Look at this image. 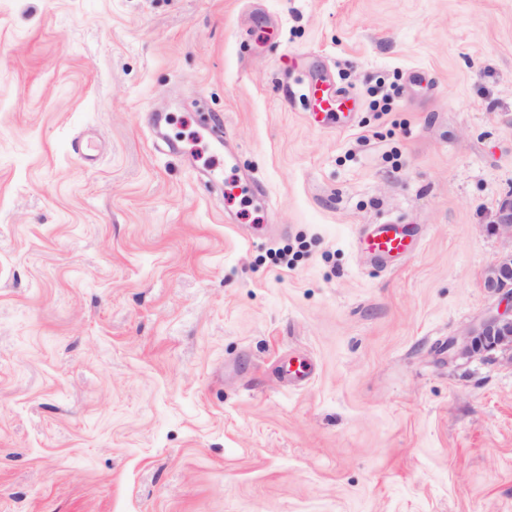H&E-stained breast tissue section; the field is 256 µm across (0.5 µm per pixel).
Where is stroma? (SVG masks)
<instances>
[{
	"instance_id": "obj_1",
	"label": "stroma",
	"mask_w": 512,
	"mask_h": 512,
	"mask_svg": "<svg viewBox=\"0 0 512 512\" xmlns=\"http://www.w3.org/2000/svg\"><path fill=\"white\" fill-rule=\"evenodd\" d=\"M510 193L512 0H0V512H512ZM308 94L314 103V113L317 116L324 114L325 119L334 115V112H336L337 119V114L339 113H342L344 116L345 112H342L344 108L349 109L348 103L350 98L337 88L332 90L315 84L309 88ZM493 230L510 239V250H504L487 268L483 278L485 291L498 299L458 338L441 347L448 352V363L465 355L499 353L512 366V197H503L497 205ZM364 250L378 260H400L414 250V242L399 224H373L362 238Z\"/></svg>"
}]
</instances>
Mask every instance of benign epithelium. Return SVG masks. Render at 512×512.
Wrapping results in <instances>:
<instances>
[{
    "mask_svg": "<svg viewBox=\"0 0 512 512\" xmlns=\"http://www.w3.org/2000/svg\"><path fill=\"white\" fill-rule=\"evenodd\" d=\"M493 230L512 240V197H503L497 205ZM485 291L498 299V304L487 309L458 338L451 339L442 349L448 352V361L460 356L499 353L512 363V249L504 250L487 268L483 278Z\"/></svg>",
    "mask_w": 512,
    "mask_h": 512,
    "instance_id": "benign-epithelium-1",
    "label": "benign epithelium"
}]
</instances>
